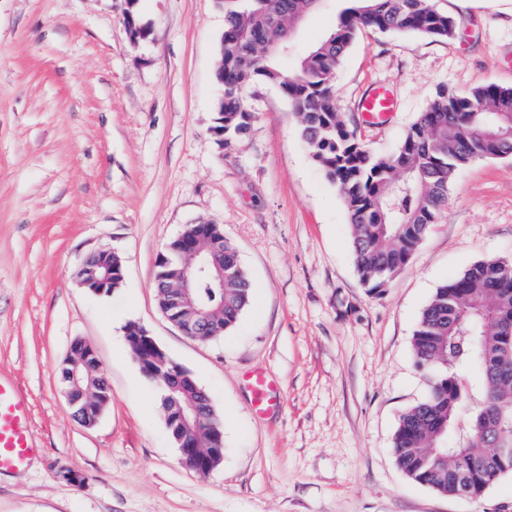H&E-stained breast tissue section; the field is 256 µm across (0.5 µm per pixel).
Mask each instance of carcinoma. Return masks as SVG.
Listing matches in <instances>:
<instances>
[{"mask_svg":"<svg viewBox=\"0 0 512 512\" xmlns=\"http://www.w3.org/2000/svg\"><path fill=\"white\" fill-rule=\"evenodd\" d=\"M315 0H238L224 18L216 81L220 90L214 130L224 146L245 133L255 115L247 92L273 85L301 120V137L313 160L342 196L352 227L351 246L360 281L383 292L402 270L448 203L456 174L476 159L512 158V89L484 83L464 92L440 89L410 126L397 149L377 155L361 143L334 102L333 76L362 30L411 32L454 38L464 20L436 9L432 0H347L336 26L297 61L291 72L278 57L295 35V22ZM205 241L224 240V293L200 290L211 329L224 335L251 300V283L219 224H190ZM159 261L155 288L167 317L181 321L174 289L183 268L182 243L172 240ZM94 276L108 296L121 287L123 265L114 251L92 259ZM135 323L126 341L136 361L172 368L167 354L139 340ZM512 262L485 258L439 285L423 309L412 338L417 366L429 377L426 398L404 411L392 444L398 468L409 479L447 496L478 499L512 474ZM477 375L476 385L469 376ZM78 378L92 393L81 401L88 416L110 396L105 375L92 360Z\"/></svg>","mask_w":512,"mask_h":512,"instance_id":"cac0c4a2","label":"carcinoma"}]
</instances>
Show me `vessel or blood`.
Returning <instances> with one entry per match:
<instances>
[{
    "label": "vessel or blood",
    "mask_w": 512,
    "mask_h": 512,
    "mask_svg": "<svg viewBox=\"0 0 512 512\" xmlns=\"http://www.w3.org/2000/svg\"><path fill=\"white\" fill-rule=\"evenodd\" d=\"M368 119L385 118L394 112V96L386 87L373 89L361 100ZM253 406L257 412L270 411L277 402L273 382L262 372L250 376ZM32 436L25 402L13 386L0 382V473L14 471L27 463Z\"/></svg>",
    "instance_id": "1"
}]
</instances>
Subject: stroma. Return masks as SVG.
I'll list each match as a JSON object with an SVG mask.
<instances>
[{"mask_svg": "<svg viewBox=\"0 0 512 512\" xmlns=\"http://www.w3.org/2000/svg\"><path fill=\"white\" fill-rule=\"evenodd\" d=\"M451 40L364 30L334 77L337 112L371 151H395L437 90L512 89V0H433ZM344 0L305 16L282 67L334 27ZM133 12L145 36L124 24ZM224 11L217 0H0V381L28 405L35 452L0 475V512H512V474L478 499L448 497L396 466L400 415L428 393L412 337L435 288L489 257L512 261V158L454 179L438 224L385 292L359 281L337 188L310 158L291 104L248 92L255 119L212 134ZM383 85L394 115L370 124ZM235 246L252 300L225 335H185L159 309V255L186 225ZM123 261L121 288L78 284L89 254ZM143 326L209 396L224 457L185 467L125 327ZM96 353L111 397L77 420L60 369ZM262 371L280 406L252 407ZM361 108L369 120L386 118L394 112V96L387 87H377L361 100Z\"/></svg>", "mask_w": 512, "mask_h": 512, "instance_id": "35a3bbf8", "label": "stroma"}]
</instances>
